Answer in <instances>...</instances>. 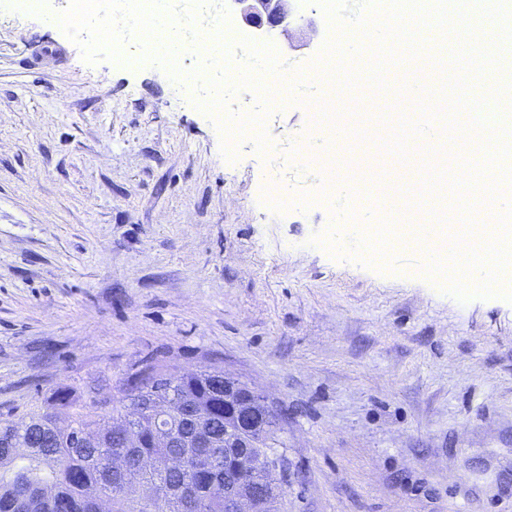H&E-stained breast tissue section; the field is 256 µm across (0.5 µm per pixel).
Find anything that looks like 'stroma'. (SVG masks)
<instances>
[{"instance_id": "1", "label": "stroma", "mask_w": 512, "mask_h": 512, "mask_svg": "<svg viewBox=\"0 0 512 512\" xmlns=\"http://www.w3.org/2000/svg\"><path fill=\"white\" fill-rule=\"evenodd\" d=\"M0 0V417L17 421L68 396L118 401L132 374L222 368L277 415L284 462L277 512H512V302L459 303L401 245L386 264L336 242L324 171L293 157L315 136L333 31L300 0L269 36L301 89L268 115L274 151L234 136L153 63H88L56 23L66 0ZM454 46L422 59L397 48L388 91L442 97ZM397 124L335 129L339 181L393 178L408 224L452 197L423 188L434 152L419 134L390 151Z\"/></svg>"}]
</instances>
